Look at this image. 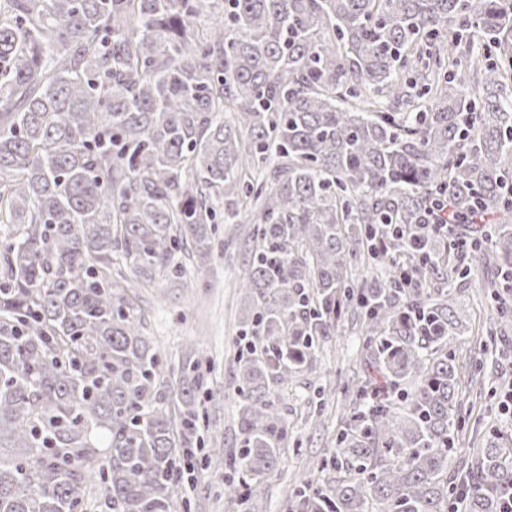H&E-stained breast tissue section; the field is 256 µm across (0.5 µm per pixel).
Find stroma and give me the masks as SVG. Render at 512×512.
I'll use <instances>...</instances> for the list:
<instances>
[{
	"mask_svg": "<svg viewBox=\"0 0 512 512\" xmlns=\"http://www.w3.org/2000/svg\"><path fill=\"white\" fill-rule=\"evenodd\" d=\"M220 230L224 248L214 252L206 266L187 263L179 283L162 275L155 277L152 285L140 289L139 305L164 367L178 364L191 343L206 356L209 384L204 405L210 431L231 452L238 438L230 366L238 349L237 308L245 300L238 283L247 272L251 240L246 224H224ZM363 357L356 330L350 320H342L335 335L324 341L316 370L284 389L290 439L278 466L262 482L250 512H290L289 495L296 486L324 475L335 478V471H322L321 466L343 416L353 406L357 386L369 376ZM319 393L325 398L326 410L321 419L314 420L307 415L308 402ZM186 480L184 494L191 500V512H231L215 495L224 486L222 475L197 466L187 471Z\"/></svg>",
	"mask_w": 512,
	"mask_h": 512,
	"instance_id": "stroma-1",
	"label": "stroma"
}]
</instances>
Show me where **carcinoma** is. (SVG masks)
I'll return each instance as SVG.
<instances>
[{"instance_id": "carcinoma-1", "label": "carcinoma", "mask_w": 512, "mask_h": 512, "mask_svg": "<svg viewBox=\"0 0 512 512\" xmlns=\"http://www.w3.org/2000/svg\"><path fill=\"white\" fill-rule=\"evenodd\" d=\"M221 210L253 225L241 448L202 463L233 471L227 500L258 494L281 388L348 313L387 392L358 387L348 475L299 512H499L512 441L455 447L486 384L456 348L469 314L428 284L482 280L479 336L512 322V0H0V512H173L207 366L188 348L162 391L112 270L183 279Z\"/></svg>"}]
</instances>
